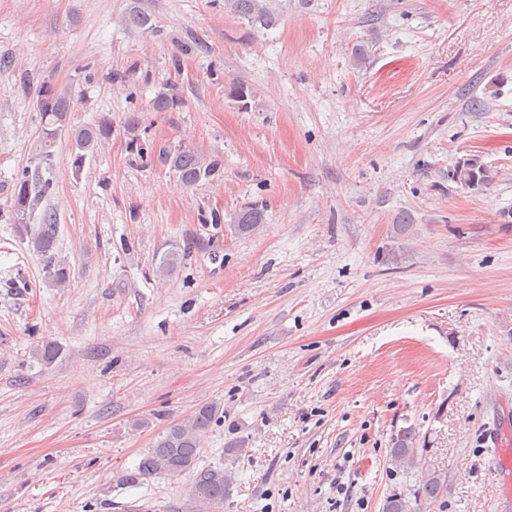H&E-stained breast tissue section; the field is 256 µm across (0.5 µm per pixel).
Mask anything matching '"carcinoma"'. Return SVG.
I'll return each mask as SVG.
<instances>
[{"label": "carcinoma", "mask_w": 512, "mask_h": 512, "mask_svg": "<svg viewBox=\"0 0 512 512\" xmlns=\"http://www.w3.org/2000/svg\"><path fill=\"white\" fill-rule=\"evenodd\" d=\"M273 0H224V9L250 23L267 27L273 23ZM33 104L40 116L42 126V159L50 160L51 148L61 135L70 141L71 167L79 173L88 157L94 155L99 141L112 134V123L103 121L94 127H74L70 122L71 98L59 92L54 86L43 82L35 88ZM158 161L170 167L178 176L180 183L191 187L203 179L212 176L218 163L209 160L193 149L178 146L162 149L158 152ZM493 170L473 156L448 171V180L472 191H479L491 184ZM50 190V180L43 178L39 169L23 171L16 179L14 189L7 200L14 223L20 232L28 238L30 246L47 258L45 274L52 286L64 288L70 282L71 268L66 260H59L54 251L57 234V215L46 208L38 217V223H30L35 202ZM266 223V209L255 202L236 212L231 224L239 234H250L259 225ZM181 262L178 251L166 252L154 268L159 278L172 276ZM61 354V347L48 341L36 350L37 359L46 367L52 365ZM220 418V405L211 402L198 406L184 422L170 426L158 436L132 470H125L116 476L120 486L134 487L144 480L156 476L192 475L188 490L187 506L190 509L220 512L229 496L235 480V471L229 467H198L202 448V437ZM418 436L411 426L398 430L391 439L389 455L391 462L412 469L418 466ZM448 480L443 472L429 466H421L417 475V484L412 496L394 493L388 496L382 512H415L412 502L432 504L446 494Z\"/></svg>", "instance_id": "cac0c4a2"}]
</instances>
